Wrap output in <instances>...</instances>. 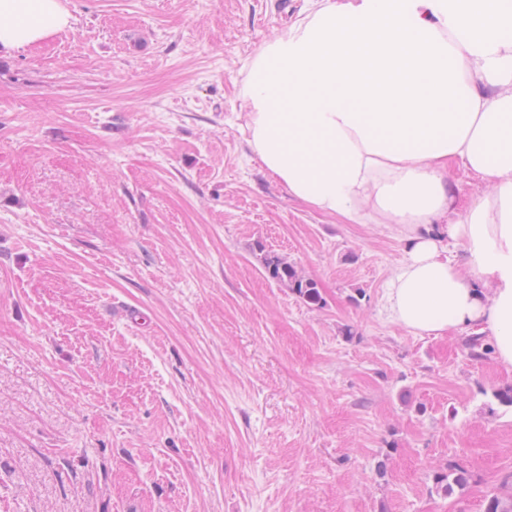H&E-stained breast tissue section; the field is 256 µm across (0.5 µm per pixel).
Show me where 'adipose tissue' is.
I'll return each instance as SVG.
<instances>
[{
    "label": "adipose tissue",
    "instance_id": "1",
    "mask_svg": "<svg viewBox=\"0 0 512 512\" xmlns=\"http://www.w3.org/2000/svg\"><path fill=\"white\" fill-rule=\"evenodd\" d=\"M70 19L61 0H0V51ZM238 94L250 149L293 197L404 242L394 321L480 328L512 366V0H305ZM452 163L486 185L463 207Z\"/></svg>",
    "mask_w": 512,
    "mask_h": 512
}]
</instances>
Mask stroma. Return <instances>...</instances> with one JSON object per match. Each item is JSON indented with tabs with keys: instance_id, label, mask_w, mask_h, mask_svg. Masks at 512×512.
<instances>
[{
	"instance_id": "35a3bbf8",
	"label": "stroma",
	"mask_w": 512,
	"mask_h": 512,
	"mask_svg": "<svg viewBox=\"0 0 512 512\" xmlns=\"http://www.w3.org/2000/svg\"><path fill=\"white\" fill-rule=\"evenodd\" d=\"M63 3L70 28L0 53V512L512 498V367L396 324L395 232L293 199L241 132L246 66L304 0ZM261 259L270 279L288 288L306 303H321L322 297L316 282L304 276L296 265L288 262L285 257L271 252L263 253Z\"/></svg>"
}]
</instances>
